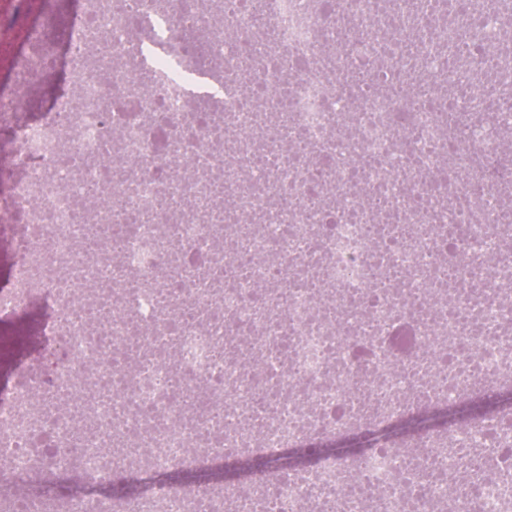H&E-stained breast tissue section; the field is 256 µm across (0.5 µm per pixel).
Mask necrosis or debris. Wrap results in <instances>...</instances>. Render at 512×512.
Instances as JSON below:
<instances>
[{"mask_svg":"<svg viewBox=\"0 0 512 512\" xmlns=\"http://www.w3.org/2000/svg\"><path fill=\"white\" fill-rule=\"evenodd\" d=\"M511 134L501 0H78L0 90V502L512 512ZM58 86L59 77L54 71L45 75L40 82L31 84L28 87L26 108L23 113L41 112ZM29 319L39 321V316L35 311H28L20 316L0 319V386L13 381L20 358V355L12 352L9 336L17 326Z\"/></svg>","mask_w":512,"mask_h":512,"instance_id":"1","label":"necrosis or debris"}]
</instances>
